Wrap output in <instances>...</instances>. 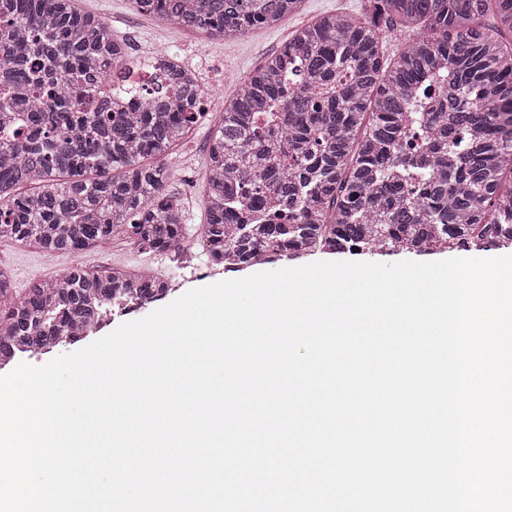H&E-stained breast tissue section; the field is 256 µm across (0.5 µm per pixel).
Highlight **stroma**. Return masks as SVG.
Segmentation results:
<instances>
[{"mask_svg": "<svg viewBox=\"0 0 512 512\" xmlns=\"http://www.w3.org/2000/svg\"><path fill=\"white\" fill-rule=\"evenodd\" d=\"M83 10L101 16L117 38L127 41L134 57H147L152 47L166 42L172 54L195 67L212 91L207 116L175 147L179 165L168 183L184 202L188 237H195L206 221V198L203 184L206 177L207 145L220 120L223 104L231 97L237 81L257 68L263 59L279 50L297 28L327 12L360 14L362 0H306L299 15L278 25L251 31L230 42L211 43L199 34L165 25L155 17L133 11L128 0H79ZM81 265L97 271L116 268L153 269L169 285L165 302H172L188 290L230 279V272L210 264L206 255H198L193 267L165 254L139 250L125 240L109 241L83 252L61 253L45 260L33 247L0 243V267L12 275L13 286L22 291L38 279Z\"/></svg>", "mask_w": 512, "mask_h": 512, "instance_id": "stroma-1", "label": "stroma"}]
</instances>
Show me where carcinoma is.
<instances>
[{"label":"carcinoma","mask_w":512,"mask_h":512,"mask_svg":"<svg viewBox=\"0 0 512 512\" xmlns=\"http://www.w3.org/2000/svg\"><path fill=\"white\" fill-rule=\"evenodd\" d=\"M305 0H129L231 40ZM296 29L224 101L209 142V256L226 270L311 252L512 247V0H364ZM491 14L496 24L482 19ZM409 36L398 57L386 41ZM123 42L77 0H0V241L53 254L126 236L166 255L184 238L163 160L206 115L172 59L137 90ZM162 299L149 273L69 268L16 294L0 269V362L80 339L119 292Z\"/></svg>","instance_id":"cac0c4a2"}]
</instances>
